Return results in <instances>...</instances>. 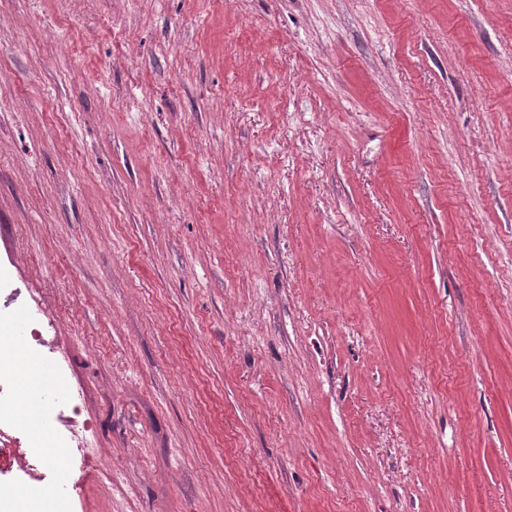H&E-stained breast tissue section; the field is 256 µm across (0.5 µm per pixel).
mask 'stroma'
I'll list each match as a JSON object with an SVG mask.
<instances>
[{"label":"stroma","instance_id":"obj_1","mask_svg":"<svg viewBox=\"0 0 512 512\" xmlns=\"http://www.w3.org/2000/svg\"><path fill=\"white\" fill-rule=\"evenodd\" d=\"M0 268L75 512H512V0H0ZM38 325L39 318H37L32 312H29L27 336H25L27 348L39 359L45 360L43 348L46 346V339L39 331Z\"/></svg>","mask_w":512,"mask_h":512}]
</instances>
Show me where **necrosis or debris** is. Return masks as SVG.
Masks as SVG:
<instances>
[{"label":"necrosis or debris","instance_id":"obj_1","mask_svg":"<svg viewBox=\"0 0 512 512\" xmlns=\"http://www.w3.org/2000/svg\"><path fill=\"white\" fill-rule=\"evenodd\" d=\"M15 311L0 307V512H72L69 494L50 476L51 470L73 468L77 463L95 462L93 449L76 446V438L66 428L49 424L32 427L15 413V399L20 394L21 374L17 367L14 337L7 331L14 322ZM33 435V447L53 445L69 449L70 454L53 461L51 470L40 468L35 459L18 452L13 446L17 436ZM24 476L38 492L29 500L26 491L15 488L13 475Z\"/></svg>","mask_w":512,"mask_h":512}]
</instances>
